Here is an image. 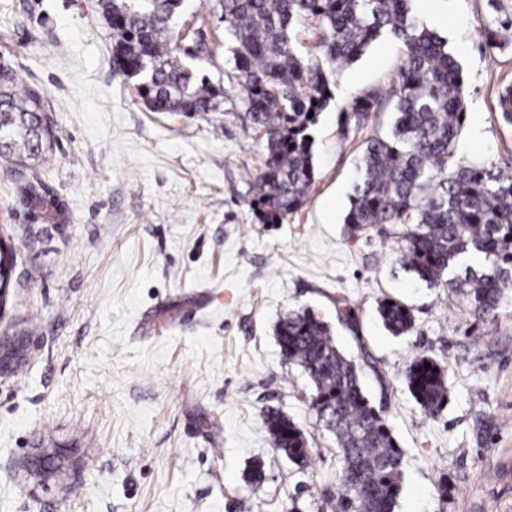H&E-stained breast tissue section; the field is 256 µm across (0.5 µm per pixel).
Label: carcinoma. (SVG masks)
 I'll use <instances>...</instances> for the list:
<instances>
[{"mask_svg":"<svg viewBox=\"0 0 512 512\" xmlns=\"http://www.w3.org/2000/svg\"><path fill=\"white\" fill-rule=\"evenodd\" d=\"M411 0H220L224 39L241 73V100L266 139L262 165L252 179L250 207L260 224H281L305 203L314 179L318 117L333 100V75L387 36L404 59L385 87L360 90L341 112L340 132L349 136L373 113L391 104L393 124L384 137L365 141L345 223L356 232L374 229L392 239L404 269L431 288L462 296L476 323L497 317L512 287V175L486 159L457 154L467 119L463 69L447 41L413 13ZM185 0H100L112 40L117 73L135 81L151 112L185 117L219 110L224 88L197 79L177 59L175 21ZM316 52L302 50L297 25ZM497 112L512 123V86L497 95ZM53 129L44 93L16 70L0 66V156L34 165L51 149ZM30 209L62 216L40 191L36 178L18 187ZM12 248L0 241V290L9 283ZM336 321L353 324L355 313L338 298ZM379 316L394 336L414 327L412 309L383 301ZM284 360L310 381L311 408L333 434L340 462L334 512H394L401 491L405 454L384 415L364 388L365 372L380 384L385 372L368 350L354 357L340 350L329 325L310 309L289 311L277 323ZM431 364L425 368V364ZM406 385L430 416L448 405L446 363L421 354L404 370ZM266 427L273 448L304 467L311 458L302 428L272 411Z\"/></svg>","mask_w":512,"mask_h":512,"instance_id":"obj_1","label":"carcinoma"}]
</instances>
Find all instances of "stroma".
Listing matches in <instances>:
<instances>
[{
  "label": "stroma",
  "instance_id": "stroma-1",
  "mask_svg": "<svg viewBox=\"0 0 512 512\" xmlns=\"http://www.w3.org/2000/svg\"><path fill=\"white\" fill-rule=\"evenodd\" d=\"M412 10L466 75L459 156L512 157V125L495 111L512 85V0H413ZM220 12L219 0H188L178 22L204 28L211 52L195 65L224 88L219 111L183 118L149 111L115 73L98 0H0V63L46 96L54 142L42 192L65 211L51 222L24 205L19 169L0 157V236L15 255L0 339L28 347L17 374L0 377V512H332L335 438L274 336L298 307L386 374L364 385L406 453L396 512H512V289L495 322L475 323L461 298L403 271L391 239L344 222L365 141L387 132L393 111L347 136L340 113L359 90L391 82L402 46L379 39L339 73L313 130L305 205L260 224L245 171L260 166L264 141L239 99ZM340 296L355 325L336 324ZM387 298L412 307L408 334L384 329ZM422 353L448 363L450 401L434 417L404 379ZM272 410L304 430L307 469L273 448ZM49 448L67 451L61 473L25 474Z\"/></svg>",
  "mask_w": 512,
  "mask_h": 512
}]
</instances>
